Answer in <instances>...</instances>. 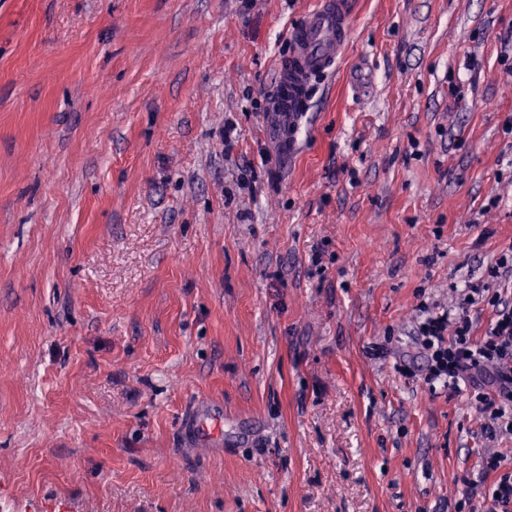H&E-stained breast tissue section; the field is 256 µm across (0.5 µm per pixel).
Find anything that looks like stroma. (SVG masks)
I'll return each mask as SVG.
<instances>
[{
    "mask_svg": "<svg viewBox=\"0 0 512 512\" xmlns=\"http://www.w3.org/2000/svg\"><path fill=\"white\" fill-rule=\"evenodd\" d=\"M311 2L0 0V512H489L414 330L512 247V0H358L285 158ZM220 422L221 417L208 404H201L191 421L190 429L199 441L205 438H213L219 434Z\"/></svg>",
    "mask_w": 512,
    "mask_h": 512,
    "instance_id": "obj_1",
    "label": "stroma"
}]
</instances>
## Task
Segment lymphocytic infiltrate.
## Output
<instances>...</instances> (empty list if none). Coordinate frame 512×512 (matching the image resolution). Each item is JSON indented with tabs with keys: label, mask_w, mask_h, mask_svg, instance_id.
Instances as JSON below:
<instances>
[{
	"label": "lymphocytic infiltrate",
	"mask_w": 512,
	"mask_h": 512,
	"mask_svg": "<svg viewBox=\"0 0 512 512\" xmlns=\"http://www.w3.org/2000/svg\"><path fill=\"white\" fill-rule=\"evenodd\" d=\"M474 294H465L464 312L427 311L417 329L429 353L427 383H461L480 389L481 411L491 425L512 428V300L495 292L488 299L495 317L485 335L473 339L466 313Z\"/></svg>",
	"instance_id": "1"
}]
</instances>
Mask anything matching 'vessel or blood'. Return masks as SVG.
<instances>
[{
	"label": "vessel or blood",
	"instance_id": "vessel-or-blood-1",
	"mask_svg": "<svg viewBox=\"0 0 512 512\" xmlns=\"http://www.w3.org/2000/svg\"><path fill=\"white\" fill-rule=\"evenodd\" d=\"M357 0H313L289 33L291 50L279 63L271 95L270 117L284 148H294L298 121L311 110L313 80L332 75L347 43ZM221 418L201 405L190 424L196 439L217 436Z\"/></svg>",
	"mask_w": 512,
	"mask_h": 512
}]
</instances>
